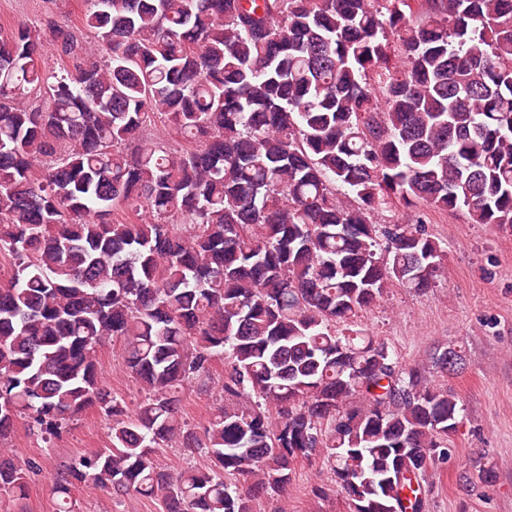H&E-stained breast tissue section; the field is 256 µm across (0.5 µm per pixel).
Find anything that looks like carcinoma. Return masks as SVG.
Wrapping results in <instances>:
<instances>
[{
    "instance_id": "cac0c4a2",
    "label": "carcinoma",
    "mask_w": 512,
    "mask_h": 512,
    "mask_svg": "<svg viewBox=\"0 0 512 512\" xmlns=\"http://www.w3.org/2000/svg\"><path fill=\"white\" fill-rule=\"evenodd\" d=\"M86 2L95 45L53 29L57 68L37 25L0 40V447L20 418L112 420L57 512L76 482L254 512L315 457L349 512H424L461 407L358 318L432 287L445 254L371 216L398 199L512 225V0H426L417 25L415 0ZM110 338L147 392L133 413ZM216 360L222 404L191 428L184 390ZM430 362L465 367L450 344ZM172 442L207 465L166 471ZM30 471L0 450V498ZM122 354V341L110 339L101 348L100 361L109 386L123 399L129 410L133 411L144 394L138 384L124 373L121 366Z\"/></svg>"
}]
</instances>
